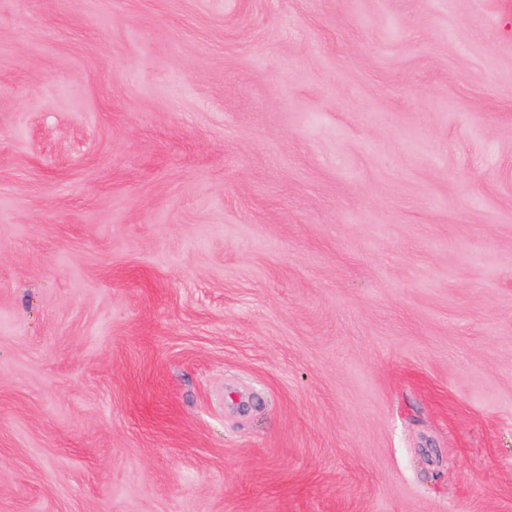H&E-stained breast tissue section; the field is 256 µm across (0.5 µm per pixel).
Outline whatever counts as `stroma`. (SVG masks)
Listing matches in <instances>:
<instances>
[{"mask_svg":"<svg viewBox=\"0 0 512 512\" xmlns=\"http://www.w3.org/2000/svg\"><path fill=\"white\" fill-rule=\"evenodd\" d=\"M0 512H512V0H0Z\"/></svg>","mask_w":512,"mask_h":512,"instance_id":"stroma-1","label":"stroma"}]
</instances>
